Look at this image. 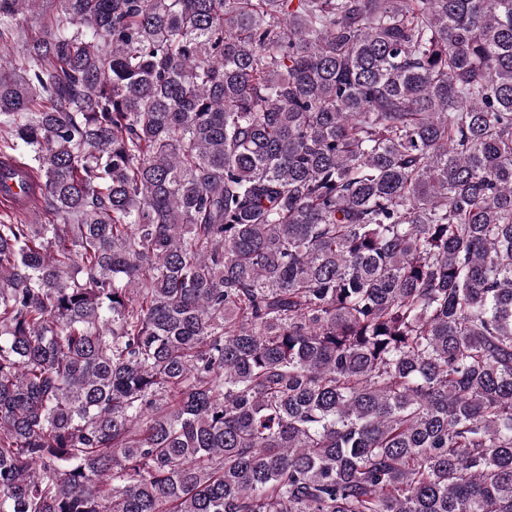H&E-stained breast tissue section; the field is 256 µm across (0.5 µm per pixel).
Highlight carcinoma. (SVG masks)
Masks as SVG:
<instances>
[{
    "mask_svg": "<svg viewBox=\"0 0 512 512\" xmlns=\"http://www.w3.org/2000/svg\"><path fill=\"white\" fill-rule=\"evenodd\" d=\"M2 158L0 512H512V0H0Z\"/></svg>",
    "mask_w": 512,
    "mask_h": 512,
    "instance_id": "1",
    "label": "carcinoma"
}]
</instances>
